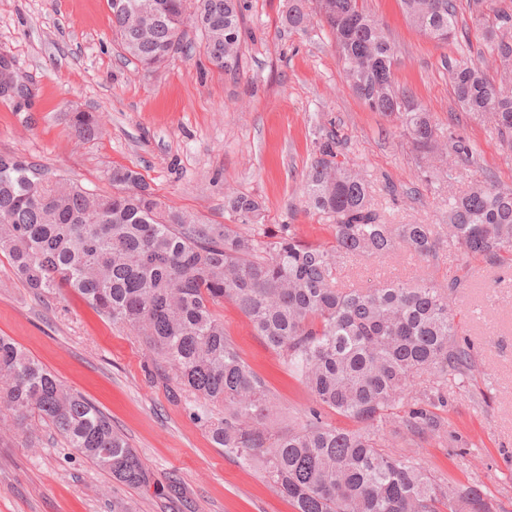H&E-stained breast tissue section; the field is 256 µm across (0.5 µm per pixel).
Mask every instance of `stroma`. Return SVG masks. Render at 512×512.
Returning <instances> with one entry per match:
<instances>
[{"label":"stroma","mask_w":512,"mask_h":512,"mask_svg":"<svg viewBox=\"0 0 512 512\" xmlns=\"http://www.w3.org/2000/svg\"><path fill=\"white\" fill-rule=\"evenodd\" d=\"M365 4L397 48V85L475 150L450 178L421 180L420 159L398 122L370 111L346 87L322 27L292 33L284 26L288 0H246L243 69L234 79L210 68L200 35L189 55L142 69L112 34L108 0H0V57L30 91L23 108L0 98V153L27 154L101 194L113 191L112 167L133 168L162 201L204 224L230 223L224 192L231 188L263 201L267 226L295 225L312 242L332 238L327 222L305 211L300 193L318 123L335 124L347 159L367 172L390 224L441 223L449 193L489 179L512 187V156L491 122L462 111L443 68L448 55L491 65L467 0L459 2L458 25L468 39L457 45L420 34L397 0ZM76 109L99 115L97 138H74ZM426 272L465 280L451 307L477 368L448 383V406L440 411L445 437H411L397 449L441 481L479 488L496 512H512V262L468 261L453 249L430 269L402 253L347 258L342 281L366 288ZM215 311L276 402L271 425L302 422L310 394L232 303ZM0 336L105 412L150 475L143 487L117 484L48 428L36 423L23 432L0 414V512H112L116 500L128 512H292L260 468L225 455L184 402L152 377L141 338L77 295L35 296L2 253Z\"/></svg>","instance_id":"1"}]
</instances>
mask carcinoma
Returning a JSON list of instances; mask_svg holds the SVG:
<instances>
[{"instance_id": "1", "label": "carcinoma", "mask_w": 512, "mask_h": 512, "mask_svg": "<svg viewBox=\"0 0 512 512\" xmlns=\"http://www.w3.org/2000/svg\"><path fill=\"white\" fill-rule=\"evenodd\" d=\"M332 38L343 79L368 108L400 119L426 159L448 148L468 161L469 142L441 141L440 129L407 88L397 86L396 46L364 0H314ZM409 24L437 44L457 40L456 0H398ZM485 47L499 79L474 62L448 57L444 67L461 109L488 116L512 151V15L481 10ZM112 32L124 53L150 71L191 47L202 33L216 71L242 69L244 0H110ZM307 0H291L284 24L305 32ZM83 141L100 133L90 112L72 117ZM337 131L318 126L302 179L306 207L329 222L333 240L307 242L292 224L260 225L262 203L228 191L224 211L240 224H198L155 195L142 174L112 168L117 192L102 196L23 153H0V252L39 297L69 288L145 344L152 368L187 395L211 441L244 464H258L295 512H454L448 488L393 439L441 437L429 407L448 405V380L472 372L450 296L464 287L427 276L369 288L338 286L342 256L389 258L401 251L430 266L443 243L495 264L512 256V188L493 181L448 197L444 232L432 224H388L356 165L339 159ZM235 304L255 335L310 393L304 421L285 431L268 424L274 401L242 358L214 307ZM429 379L415 393L414 380ZM329 410L360 427L323 419ZM20 428L32 417L57 432L115 481L129 487L148 473L110 418L66 388L37 358L0 336V412ZM468 512H493L481 492H457Z\"/></svg>"}]
</instances>
